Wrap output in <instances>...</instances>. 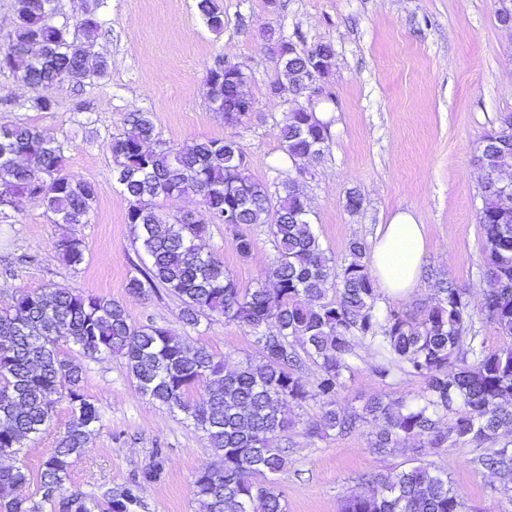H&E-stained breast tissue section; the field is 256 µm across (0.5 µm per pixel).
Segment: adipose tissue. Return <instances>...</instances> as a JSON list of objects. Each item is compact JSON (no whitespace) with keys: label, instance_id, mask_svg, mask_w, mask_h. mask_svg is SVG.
Here are the masks:
<instances>
[{"label":"adipose tissue","instance_id":"adipose-tissue-1","mask_svg":"<svg viewBox=\"0 0 512 512\" xmlns=\"http://www.w3.org/2000/svg\"><path fill=\"white\" fill-rule=\"evenodd\" d=\"M425 248L424 227L410 215L399 214L379 225L370 266L377 286L392 296L413 291L419 283Z\"/></svg>","mask_w":512,"mask_h":512}]
</instances>
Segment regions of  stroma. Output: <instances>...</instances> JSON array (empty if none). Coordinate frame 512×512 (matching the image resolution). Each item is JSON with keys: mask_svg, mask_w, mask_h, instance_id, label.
Segmentation results:
<instances>
[{"mask_svg": "<svg viewBox=\"0 0 512 512\" xmlns=\"http://www.w3.org/2000/svg\"><path fill=\"white\" fill-rule=\"evenodd\" d=\"M224 30L214 33L199 18L195 0H56L57 22L75 23L92 10L102 23L96 52L109 62L107 75L87 85L86 110L74 108L69 84L51 94L55 111L26 108L30 90L0 71V125L24 122L65 146L70 174L92 181L96 201L89 223L70 228L54 223L39 203L26 200L15 221L0 224V304L17 289L61 288L112 298L134 324L156 323L180 335L189 347H206L240 359L256 354L254 336L222 317L183 325L180 302L163 288L129 294V278L145 269L146 257L126 222L128 201L112 179L109 144L131 112L151 113L160 141L183 145L194 140L234 136L243 146L250 175L277 183L291 169L279 139L286 107L271 96L277 62L265 39L267 29L312 47L332 44L335 58L324 79L327 98L316 109L331 113L330 147L313 164L301 188L312 221L329 256L342 261L353 240L372 244L379 225L410 214L426 231L425 273L404 297H378V307L410 312L436 296L434 271L465 290L479 308L487 287L481 175L472 158L484 134L512 113V32L499 25V0H218ZM241 65L254 107L244 124H225L207 96L206 72L217 59ZM358 192V211L346 207ZM76 230L86 245L78 268L62 264L54 243ZM254 241L240 258L230 232L215 224L203 242L223 261L241 287L263 276L274 250L268 227L248 229ZM372 351L361 344L338 396L348 410H361L376 395L412 398L423 378L395 372L379 378ZM83 390L99 410L87 451L75 460L68 491L101 496L125 484L151 460L165 459L161 479L141 491L139 512H198L193 496L197 474L214 455L203 433L183 413L169 412L141 396L117 357L84 359ZM321 415L319 402L291 409V426L278 445L288 463L276 484L286 512H338L341 500L364 490L367 479L413 465L430 464L448 475L452 486L478 512H505L512 494V472L483 468V447L469 444L380 455L370 447L375 424L365 421L348 435L312 438L307 423ZM60 402L55 416L20 454L38 470L70 419Z\"/></svg>", "mask_w": 512, "mask_h": 512, "instance_id": "35a3bbf8", "label": "stroma"}]
</instances>
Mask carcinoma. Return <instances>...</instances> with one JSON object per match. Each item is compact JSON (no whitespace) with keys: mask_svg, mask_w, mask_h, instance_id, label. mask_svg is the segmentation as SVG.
Segmentation results:
<instances>
[{"mask_svg":"<svg viewBox=\"0 0 512 512\" xmlns=\"http://www.w3.org/2000/svg\"><path fill=\"white\" fill-rule=\"evenodd\" d=\"M198 12L212 31L224 29L217 0H198ZM15 23L0 48V70L32 92L23 106L51 112L54 102L43 91L69 80L74 87L104 77L107 63L90 62L101 22L88 12L74 26L56 22L54 0H14ZM282 64L274 85L295 98L309 95L312 70L319 63L328 73L334 49L329 43L288 53L291 40L270 30ZM214 111L224 123L239 125L249 117L237 111L253 102L246 82L219 61L206 74ZM124 133L112 138V177L129 203L126 219L150 259L141 276L130 277L128 291L143 295L162 286L182 305V322L221 315L248 329L259 356L236 360L205 347L190 349L169 328L155 323L136 326L120 303L90 292L19 289L0 307V457L19 456L26 441L50 425L56 406L65 400L71 418L55 448L33 474L23 463L0 468V512H136L142 488L157 481L163 452L130 481L109 489L101 499L67 493L70 469L99 422L98 408L83 392L84 368L69 354L84 358L119 357L137 390L171 411L191 418L212 449L215 460L194 482L199 512H284L282 493L271 476L286 464L283 450L270 441L288 431L286 408L310 399L322 403L318 422L307 425L311 437L329 430L356 429L372 417L377 431L371 448L387 454L414 440L416 451L468 443L498 442L512 429V344L491 350L477 334L466 293L444 278L436 280L434 304L414 314L400 307L377 306V286L370 273L364 243L350 242L339 266L326 254L312 224V212L297 192L295 180H282L283 193L254 179L246 153L234 137L193 141L182 146L158 144L147 112H131ZM497 131L484 135L475 159L485 172L478 214L484 235L488 289L481 314L497 335L512 341V196L501 187L512 184V144L494 143ZM281 148L290 161L320 159L329 146L330 122L314 112H288L280 127ZM200 198L209 220L187 213L169 219L160 200L182 195ZM23 199L39 202L54 222L87 224L96 199L95 186L65 172L64 143L45 137L32 125L0 126V223L7 224ZM230 228L237 253L246 258L254 246L246 227L265 224L275 253L265 279L241 288L224 263L199 245L209 225ZM57 258L76 268L86 246L72 233L54 243ZM339 283L336 299L329 287ZM298 340L318 365L315 382L303 374ZM376 350L374 374L388 377L400 370L426 379L414 403L373 396L362 412L335 405L358 344ZM207 380L204 393L191 391ZM451 411L459 416L442 426ZM481 464L512 470V444L491 447ZM36 482L40 497L17 491ZM340 512H469L448 475L427 465L390 473L364 493L344 498Z\"/></svg>","mask_w":512,"mask_h":512,"instance_id":"cac0c4a2","label":"carcinoma"}]
</instances>
